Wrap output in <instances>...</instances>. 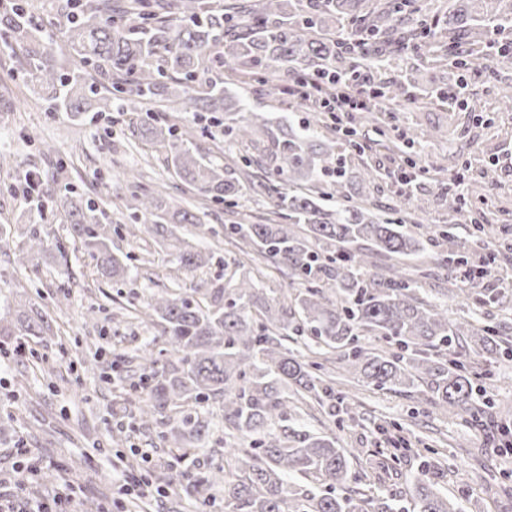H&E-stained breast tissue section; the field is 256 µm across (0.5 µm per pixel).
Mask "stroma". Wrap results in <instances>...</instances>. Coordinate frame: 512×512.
I'll return each mask as SVG.
<instances>
[{
    "label": "stroma",
    "instance_id": "35a3bbf8",
    "mask_svg": "<svg viewBox=\"0 0 512 512\" xmlns=\"http://www.w3.org/2000/svg\"><path fill=\"white\" fill-rule=\"evenodd\" d=\"M16 53L0 44V224L12 228L9 245L0 248V323H12L17 309L34 304L49 311L56 336L48 344L0 336V424L6 427L0 434V497L18 502L29 495L15 472L16 448L22 445L37 464L58 471L52 493L60 512L73 507L91 512L94 500L103 502L104 512H136L140 505L150 512H224L223 500L203 509L174 488L140 498L138 483L148 474L128 466L130 447L151 449L154 465L161 468L172 457L168 449L155 447L151 431L126 442L113 439L129 418L111 363L159 335V326L134 316L146 296L175 284L191 295L217 279L250 274L243 255L222 234L231 217L185 187L163 155L137 135L129 115L89 112L77 120L50 109L14 72ZM505 81L512 83V72L487 68L470 77L463 104L410 103L369 121L346 117L344 126L355 128L365 148L355 150L341 137L336 143L350 170H377L373 209L393 220L400 188L395 172L409 160L425 161L411 191L423 202L422 230L433 238L421 256L399 265L412 274L466 251L470 263L485 271L480 289L496 302L482 305L449 294V318L466 322L476 316L492 331L512 336V250L507 247L512 241V110L502 107L499 94ZM238 90L252 111L270 119L296 128L312 118L288 95H271L265 82L252 80ZM42 143L51 145L50 154H39ZM32 169L46 176L40 196H48L55 181L70 183L109 222L120 225L130 221L126 202L135 185L129 175L141 174L144 185L164 189L198 215L199 224L186 226L185 234L214 252L216 264L194 272L177 269L166 251L123 231L113 235L112 250L130 255L135 277L116 286L78 248L64 217L51 215L43 227L61 252L38 253L27 267L17 266L15 252L34 215L21 188ZM456 181L463 184L466 210L452 220L439 187ZM474 373L476 384L494 398L493 410L478 423L431 406L420 392L346 383L356 396V417L344 421L336 437L341 447L366 449L362 467L370 494L408 498L419 456L431 449L448 469L445 492L464 512H512V455L491 438L495 425L512 423V357L480 360ZM383 420L400 427L409 450L390 455L375 430Z\"/></svg>",
    "mask_w": 512,
    "mask_h": 512
}]
</instances>
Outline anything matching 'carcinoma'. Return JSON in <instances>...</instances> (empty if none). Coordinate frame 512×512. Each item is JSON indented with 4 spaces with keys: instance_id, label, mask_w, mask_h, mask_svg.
Instances as JSON below:
<instances>
[{
    "instance_id": "cac0c4a2",
    "label": "carcinoma",
    "mask_w": 512,
    "mask_h": 512,
    "mask_svg": "<svg viewBox=\"0 0 512 512\" xmlns=\"http://www.w3.org/2000/svg\"><path fill=\"white\" fill-rule=\"evenodd\" d=\"M3 37L27 46L18 70L40 86L41 97L77 118L92 111L99 95L105 112H135L147 120L142 139L164 149L165 161L189 188L212 203L232 207L258 189L269 200L264 222L224 225V238L239 252L288 270L302 285L294 304L272 302L256 280L237 281L233 296L216 282L200 296L165 291L147 300L140 313L161 327L148 342L167 346L160 359L147 348L120 355L112 371L135 396L134 420L160 424L158 444L174 448L182 471L153 473L155 483L179 486L206 505L224 491V512H402L393 498H375L359 488L352 471L357 456L336 445V435L290 429L288 407L313 404L338 424L336 411L351 397L336 390V377L324 373L319 359L338 355L345 378L379 391L403 392L426 384L429 404L478 419L490 401L472 378L473 365L498 349L512 354L506 336L489 335L470 324L476 350L463 356L457 343L462 324L448 319V304L422 295L417 281L402 270L370 273L369 255L410 257L426 250L425 240L400 223L374 216L361 190L377 179L371 169L353 173L337 164L336 140L311 127L296 133L250 111L226 93L223 75L243 82L253 76L277 78L278 95L296 79L331 89L366 87L385 111L417 94L416 80L377 83L372 69L392 50L415 61L434 60L456 74L490 64L512 70V45L488 38L487 28L512 23V0H448V11L431 18L421 0H66L57 21L64 64L54 50L32 46L36 25L28 3L14 0L0 14ZM98 76L106 84L88 82ZM181 105L168 112H190L175 121L151 116L150 104L174 96ZM221 128L232 144L255 143L259 156H241L254 174L242 181L227 166L205 160L196 138ZM70 224L81 248L111 280L131 276L112 253V225L102 221L91 201L69 187L49 195ZM133 227L169 246L179 268L195 271L212 265L214 254L177 234V225L197 224L192 210L173 204L160 191L131 195ZM50 247L39 229L27 234L17 263ZM332 281L333 294L322 287ZM50 315L32 306L16 311L14 325H0V336H54ZM304 340L316 355L305 360L288 350V338ZM372 336L386 348L366 345ZM224 412V462H210L196 474L198 451L210 435L206 408ZM296 473L325 487L320 493L293 485ZM448 476L443 461L425 456L414 478V512H458L439 491Z\"/></svg>"
}]
</instances>
